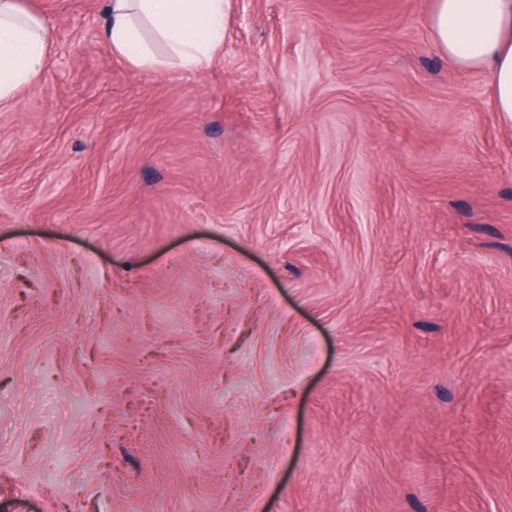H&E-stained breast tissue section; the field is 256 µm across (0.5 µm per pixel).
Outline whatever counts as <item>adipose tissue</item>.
<instances>
[{
  "label": "adipose tissue",
  "instance_id": "ef3b65f1",
  "mask_svg": "<svg viewBox=\"0 0 512 512\" xmlns=\"http://www.w3.org/2000/svg\"><path fill=\"white\" fill-rule=\"evenodd\" d=\"M225 15V0H106L102 35L137 67L155 68L166 56L193 71L223 45ZM430 28L454 65L489 73L495 110L512 122V0H434ZM49 43L38 13L0 0V102L48 69Z\"/></svg>",
  "mask_w": 512,
  "mask_h": 512
}]
</instances>
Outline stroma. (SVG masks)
Listing matches in <instances>:
<instances>
[{
    "instance_id": "obj_1",
    "label": "stroma",
    "mask_w": 512,
    "mask_h": 512,
    "mask_svg": "<svg viewBox=\"0 0 512 512\" xmlns=\"http://www.w3.org/2000/svg\"><path fill=\"white\" fill-rule=\"evenodd\" d=\"M25 6L0 512H512V123L433 0H229L200 71Z\"/></svg>"
}]
</instances>
